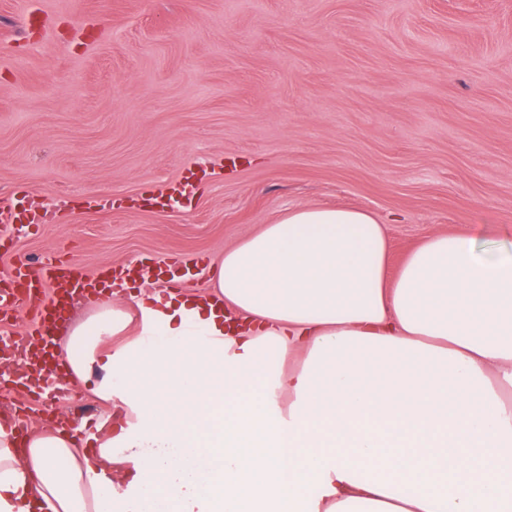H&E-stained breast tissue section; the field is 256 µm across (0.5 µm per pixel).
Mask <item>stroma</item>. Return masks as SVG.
I'll use <instances>...</instances> for the list:
<instances>
[{"label":"stroma","instance_id":"stroma-1","mask_svg":"<svg viewBox=\"0 0 512 512\" xmlns=\"http://www.w3.org/2000/svg\"><path fill=\"white\" fill-rule=\"evenodd\" d=\"M191 184L183 203L172 188ZM512 244V0H0V277L207 266L297 206Z\"/></svg>","mask_w":512,"mask_h":512}]
</instances>
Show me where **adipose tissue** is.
Wrapping results in <instances>:
<instances>
[{"mask_svg":"<svg viewBox=\"0 0 512 512\" xmlns=\"http://www.w3.org/2000/svg\"><path fill=\"white\" fill-rule=\"evenodd\" d=\"M479 237L392 275L372 213L296 207L206 297L101 301L57 353L125 423L0 426V512H512V250Z\"/></svg>","mask_w":512,"mask_h":512,"instance_id":"1","label":"adipose tissue"}]
</instances>
